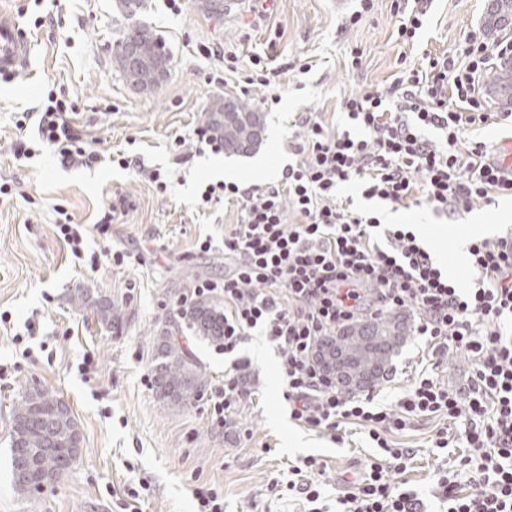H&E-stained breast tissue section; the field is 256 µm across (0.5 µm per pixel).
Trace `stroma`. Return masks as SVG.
<instances>
[{
    "mask_svg": "<svg viewBox=\"0 0 512 512\" xmlns=\"http://www.w3.org/2000/svg\"><path fill=\"white\" fill-rule=\"evenodd\" d=\"M202 4L179 0L174 10L169 0H145L141 18L163 35L171 66L161 85L143 91L126 83L113 64L127 23L116 0H0V10L16 18L30 44L27 69L0 79V184L11 187L0 197V512H195L194 491L205 484L223 489L224 512H303L299 498L270 492V481L287 482L290 468L318 457L325 464L321 492L332 503L344 480L376 453L365 430L341 443L291 419L276 351L257 330L237 352L249 362L242 384L251 397L224 423L213 421L210 398L223 386L231 361L195 335L175 302L201 280L223 279L224 229L238 222L241 210L236 203L202 204L201 193L222 181L228 167L241 185H272L268 168L298 160L300 116L317 117L332 130L342 126L348 93L389 86L399 56L415 62L426 50L454 51L469 31L481 29L491 0H432L410 45L397 40L393 0H373L354 25L336 0H238L221 14ZM45 13L50 21L35 26ZM355 51L361 57L356 66ZM256 54L275 58L280 74L270 85L245 82ZM304 63L310 66L305 74L299 70ZM51 91L77 105L71 120L103 157L95 167H62L53 150L39 146L37 109ZM225 95L248 101L265 116V139L250 155L212 152L194 135L211 101ZM178 138L184 148H176ZM20 139L39 147L22 163L13 158ZM122 153L137 166L112 164ZM156 170L167 176V192L152 183ZM113 199L122 206L105 239L91 226ZM373 208L431 228L425 247L441 254L443 269L464 288L475 272L457 265L456 240L478 218L497 235L512 226L507 198L451 217L379 199ZM62 211L87 227L85 250L96 253L98 271L58 237ZM207 237L212 250L203 254L197 243ZM115 251L137 260L114 265ZM79 288L111 304L119 324L103 330L90 312L75 309L70 296ZM174 324L206 374L198 398L179 409L160 401L144 380L153 369L156 337ZM88 353L98 362L90 377L79 370ZM426 356L423 337L409 336L388 380L371 390L376 403L394 407ZM33 386L70 407L82 452L54 485L29 497L12 484L9 434L12 409ZM445 425L440 417L422 419L391 436L417 451L407 471L392 479L406 481L426 512L439 508L438 469L457 455L430 445Z\"/></svg>",
    "mask_w": 512,
    "mask_h": 512,
    "instance_id": "35a3bbf8",
    "label": "stroma"
}]
</instances>
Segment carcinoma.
I'll return each mask as SVG.
<instances>
[{"label": "carcinoma", "instance_id": "cac0c4a2", "mask_svg": "<svg viewBox=\"0 0 512 512\" xmlns=\"http://www.w3.org/2000/svg\"><path fill=\"white\" fill-rule=\"evenodd\" d=\"M512 11V0H493L484 30L490 37L504 34L506 27L496 15ZM115 63L125 80L142 89H153L164 80L170 55L162 36L143 20L123 28L117 43ZM493 92L512 105V60L499 64L493 75ZM207 126L224 142V153L246 155L264 140L262 115L249 102L233 97L216 98L204 114ZM77 309L94 308L100 323L110 328L118 320L112 306L98 304L86 290L71 295ZM192 329L216 343L224 340V313L201 300L184 312ZM408 327L395 313L355 324L330 340L326 347L349 355L350 366L362 369L372 383L388 374L397 344ZM158 363L153 369L156 395L182 407L194 400L206 383V374L184 346L169 331L157 338ZM81 442L79 428L67 404L44 388L27 389L15 406L10 441V467L14 488L23 494L40 493L71 469Z\"/></svg>", "mask_w": 512, "mask_h": 512}]
</instances>
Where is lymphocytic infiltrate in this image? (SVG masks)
Wrapping results in <instances>:
<instances>
[{"label": "lymphocytic infiltrate", "instance_id": "obj_1", "mask_svg": "<svg viewBox=\"0 0 512 512\" xmlns=\"http://www.w3.org/2000/svg\"><path fill=\"white\" fill-rule=\"evenodd\" d=\"M496 56L475 32L456 54H423L388 89L347 95L344 109L363 136L300 117V160L284 168L280 185L220 182L201 196L205 203L231 199L241 207L239 224L224 235L230 267L223 281L204 280L192 290L198 298L223 294L225 354L233 355L250 330H260L277 349L293 420L330 435L359 425L379 450L337 496L335 512H423L416 493L387 479L405 472L414 457L413 449L395 446L391 434L419 417L449 421L433 447L467 448L438 473L443 512H512V230L471 240L477 279L463 288L409 227L382 224L337 195L340 183L355 179L365 198L425 205L449 216L511 196L512 167L490 158L483 141L464 137L488 119L479 83ZM76 109L48 96L39 134L61 165L90 168L102 157L68 120ZM428 128L442 131V138H426ZM404 309L418 314L429 358L453 349L468 355L467 387L444 385L422 370L392 409L370 396L342 393L318 367V345L353 321ZM324 471L311 456L287 483L310 512H327L318 482Z\"/></svg>", "mask_w": 512, "mask_h": 512}]
</instances>
